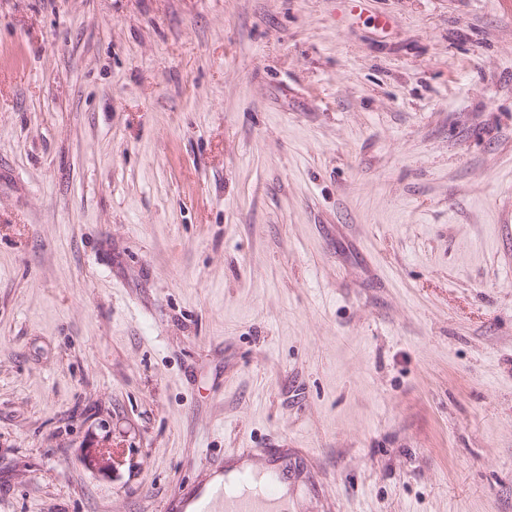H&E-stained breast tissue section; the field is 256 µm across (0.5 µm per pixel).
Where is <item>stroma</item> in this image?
<instances>
[{
    "mask_svg": "<svg viewBox=\"0 0 512 512\" xmlns=\"http://www.w3.org/2000/svg\"><path fill=\"white\" fill-rule=\"evenodd\" d=\"M238 448L512 512V0H0V512ZM87 454L90 463L101 473L112 472L120 461V455L112 448H88Z\"/></svg>",
    "mask_w": 512,
    "mask_h": 512,
    "instance_id": "35a3bbf8",
    "label": "stroma"
}]
</instances>
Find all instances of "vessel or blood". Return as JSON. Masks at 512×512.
<instances>
[{"label": "vessel or blood", "mask_w": 512, "mask_h": 512, "mask_svg": "<svg viewBox=\"0 0 512 512\" xmlns=\"http://www.w3.org/2000/svg\"><path fill=\"white\" fill-rule=\"evenodd\" d=\"M283 486L277 472L247 468L225 476L220 491L195 487L169 507V512H279Z\"/></svg>", "instance_id": "vessel-or-blood-1"}]
</instances>
